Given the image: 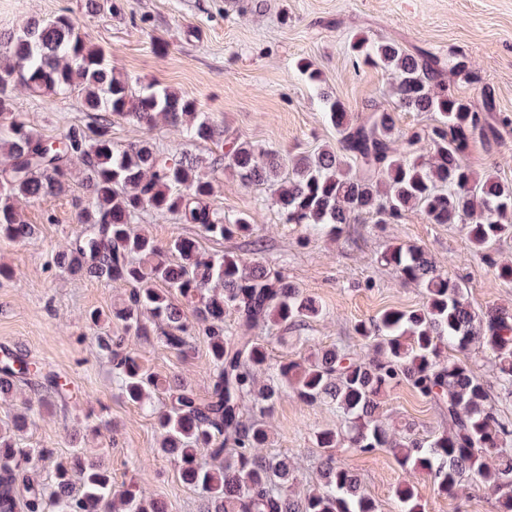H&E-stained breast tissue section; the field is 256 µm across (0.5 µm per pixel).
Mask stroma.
<instances>
[{
    "label": "stroma",
    "instance_id": "obj_1",
    "mask_svg": "<svg viewBox=\"0 0 512 512\" xmlns=\"http://www.w3.org/2000/svg\"><path fill=\"white\" fill-rule=\"evenodd\" d=\"M114 2L115 13L90 15L84 0H0V32L19 29L33 16L69 14L131 79L195 99L202 112L235 135L293 154L336 143L322 101L295 68L298 58H310L325 88L363 117L371 105L388 107L393 99L387 72L353 64L348 51L353 37L461 56L470 78L449 79L450 89L475 101L491 92L500 133L492 148L471 147L467 161L476 171L492 169L512 180V0H263L257 13L249 10L250 0ZM14 103L47 136L90 120L73 97H33L20 89ZM214 177V207L230 216L253 215L258 224L254 238L214 239L195 225L153 216L139 229L162 244L191 236L211 253L258 259L316 298L325 310L320 319L269 335L272 360L307 355L306 336L322 347L344 345L370 357L372 350L354 325L386 309H412L423 302L419 288L380 263L381 252L392 243L418 246L447 266L450 276L464 281L475 311L493 305L512 309V282L488 271L460 225L429 224L411 212L397 224L369 221L345 225L333 239L313 236L305 227L280 223L276 208L264 202L265 189L243 187L221 168ZM83 193L77 178L70 194L51 208L19 201L36 232L22 242L0 240V264L15 273L13 279H0V343L41 363L78 394L67 410L53 405L36 409L18 445L52 449V456L37 464L41 480H50L56 463L80 449L102 458L117 482L134 483L142 494L163 502L167 512H199L197 492L180 482L174 464L150 454L160 437L154 419L122 395L106 355L85 336L86 315L110 312L124 300L125 286L74 276L51 263L79 230L75 201ZM144 360L160 375L189 379L196 396L206 398L210 359L205 340H197L186 356L155 340L147 345ZM380 402L394 429L427 437L446 426L435 406L409 387L388 390ZM268 421L266 452L290 458L296 476L291 492L316 487L323 451L316 448L313 434L335 426L336 412L286 393ZM333 454L358 476L378 512H400L396 490L408 479L426 512H496L495 498L483 486L465 484L458 501H449L427 476L407 477L388 451L363 454L343 445Z\"/></svg>",
    "mask_w": 512,
    "mask_h": 512
}]
</instances>
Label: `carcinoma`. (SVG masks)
<instances>
[{"mask_svg": "<svg viewBox=\"0 0 512 512\" xmlns=\"http://www.w3.org/2000/svg\"><path fill=\"white\" fill-rule=\"evenodd\" d=\"M350 53L355 63L393 76L390 94L398 108L429 114L433 123L403 134L387 109L353 118L303 57L296 69L317 87L339 146L292 155L230 136L193 99L132 81L66 14L34 17L18 32L0 33V238L20 241L34 233L18 200L46 204L68 195L74 173L81 175V230L53 265L132 286L108 316L91 312L89 330L129 401L146 407L155 396L165 399L151 410L161 436L154 453L178 464V478L199 492L202 512H378L358 476L330 455L320 460L318 488L288 493L290 461L260 453L269 440L264 415L284 388L307 404L339 413L338 426L315 431L316 447L346 442L362 453L386 449L402 470L430 476L440 495L455 498L469 477L496 496L497 512H512V419L498 412L489 381L469 358L476 349L488 355L501 392L512 397L511 310L474 311L462 285L423 249L392 244L381 260L422 289L424 302L415 309L390 308L355 325L374 357L318 346L303 360L273 365L264 338L251 330L299 327L322 315L316 299L256 259L214 255L188 236L161 245L134 230L153 215L195 224L211 238L251 234L250 215L226 216L212 205L210 173L222 165L244 186L271 191L282 223L330 236L361 217L395 224L409 211L429 224H459L488 270L512 282V261L500 260L493 250L512 238V182L493 170L480 174L465 160L476 143H499L490 116L492 95L476 104L448 89L446 73L469 75L463 57L447 60L363 37L351 42ZM18 85L34 96L78 98L94 114V124L73 125L58 137L36 131L14 111ZM117 120L136 124L143 138L112 141ZM160 122L177 129L182 143L158 144L152 133ZM201 142L219 153L204 158L187 150ZM186 306L192 307L191 319ZM228 314L238 328L224 327ZM114 320L146 341L159 337L181 355L205 338L208 398L197 399L183 379L150 371L140 350L112 339L107 324ZM33 383L62 407L71 397L68 384L39 363L14 352L0 357L1 398ZM401 384L432 403L448 429L429 440L391 432L379 397ZM33 415L27 401L11 427L0 429V512H164L160 503L115 485L104 462L79 455L57 464L52 485L41 482L35 462L52 450L20 448L14 441ZM396 495L401 512H425L413 484H401Z\"/></svg>", "mask_w": 512, "mask_h": 512, "instance_id": "cac0c4a2", "label": "carcinoma"}]
</instances>
